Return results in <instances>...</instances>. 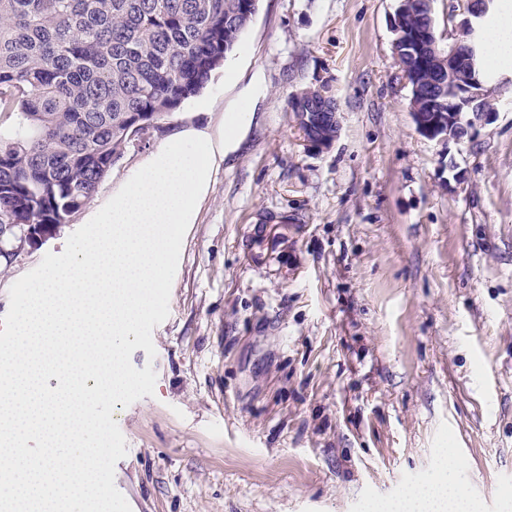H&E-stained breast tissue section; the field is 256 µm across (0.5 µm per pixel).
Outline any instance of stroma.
Instances as JSON below:
<instances>
[{
	"label": "stroma",
	"mask_w": 512,
	"mask_h": 512,
	"mask_svg": "<svg viewBox=\"0 0 512 512\" xmlns=\"http://www.w3.org/2000/svg\"><path fill=\"white\" fill-rule=\"evenodd\" d=\"M399 4L260 0L207 87L95 194L176 131L220 137L259 86L184 236L156 356H131L155 394L112 415L131 512H366L436 478L448 449L476 512H512V85L467 138L420 133ZM306 87L339 107L320 153L288 109ZM89 217L0 244V317Z\"/></svg>",
	"instance_id": "stroma-1"
}]
</instances>
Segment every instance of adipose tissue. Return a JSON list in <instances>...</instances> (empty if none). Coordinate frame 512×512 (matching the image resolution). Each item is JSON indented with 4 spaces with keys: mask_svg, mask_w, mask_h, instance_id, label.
<instances>
[{
    "mask_svg": "<svg viewBox=\"0 0 512 512\" xmlns=\"http://www.w3.org/2000/svg\"><path fill=\"white\" fill-rule=\"evenodd\" d=\"M483 48L489 61L503 68L512 65V0H497L496 13L484 30ZM462 467L457 456H449L439 478L407 488L384 512H473L468 492L457 478Z\"/></svg>",
    "mask_w": 512,
    "mask_h": 512,
    "instance_id": "adipose-tissue-1",
    "label": "adipose tissue"
}]
</instances>
